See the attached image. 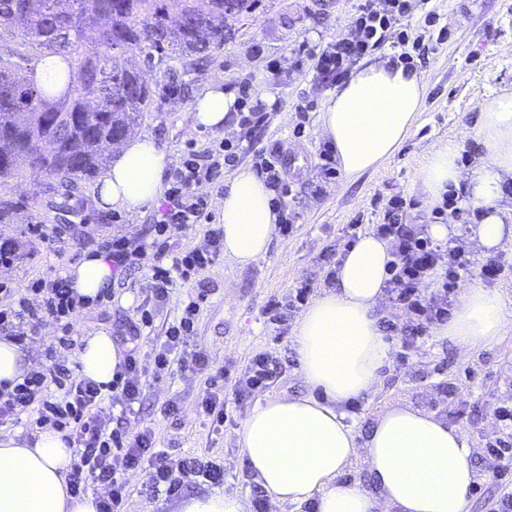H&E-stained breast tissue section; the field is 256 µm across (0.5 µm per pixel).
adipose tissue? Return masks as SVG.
<instances>
[{
    "instance_id": "obj_1",
    "label": "adipose tissue",
    "mask_w": 512,
    "mask_h": 512,
    "mask_svg": "<svg viewBox=\"0 0 512 512\" xmlns=\"http://www.w3.org/2000/svg\"><path fill=\"white\" fill-rule=\"evenodd\" d=\"M427 87L423 72L388 54L356 64L337 84L324 103L319 132L346 177L376 170L397 152L423 110ZM236 102L233 92L212 85L195 102V121L220 128ZM475 128L484 155L466 167L457 139L436 142L415 183L425 207L440 205L444 194L455 191L464 204L481 208L473 236L490 250L512 244V203L504 194L512 183V91L481 101ZM170 163L152 137L127 140L99 184V208L133 211L154 203ZM272 198L251 168L238 167L225 178L217 201L225 257L247 265L266 253L278 222ZM391 259L389 243L372 232L342 253L336 288L316 298L295 329L305 393L265 400L241 425L240 453L274 505L311 502L316 512H467L475 473L461 430L395 404L361 437L348 412L353 401L374 392L392 356L376 317ZM67 276L75 293L89 301L112 284V268L99 253L84 254ZM511 326L512 309L502 294L470 286L438 334L469 353ZM74 361L79 377L105 384L121 356L111 336L99 332L82 337ZM71 459V449L54 431L0 434V512H97L93 496L78 500L67 491ZM357 459L366 466L368 485L345 476ZM251 508L246 498L216 489L180 501L177 512Z\"/></svg>"
}]
</instances>
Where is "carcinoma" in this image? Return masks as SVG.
<instances>
[{"mask_svg": "<svg viewBox=\"0 0 512 512\" xmlns=\"http://www.w3.org/2000/svg\"><path fill=\"white\" fill-rule=\"evenodd\" d=\"M253 0H0V188L17 150L39 148L30 170L68 195L141 127L159 92L142 66L206 57L224 47V20ZM95 46L83 50L87 30ZM129 55L112 74V59ZM25 209L0 191V224Z\"/></svg>", "mask_w": 512, "mask_h": 512, "instance_id": "cac0c4a2", "label": "carcinoma"}]
</instances>
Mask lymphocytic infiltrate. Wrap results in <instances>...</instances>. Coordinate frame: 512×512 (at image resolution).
Wrapping results in <instances>:
<instances>
[{"label":"lymphocytic infiltrate","instance_id":"lymphocytic-infiltrate-1","mask_svg":"<svg viewBox=\"0 0 512 512\" xmlns=\"http://www.w3.org/2000/svg\"><path fill=\"white\" fill-rule=\"evenodd\" d=\"M409 11L408 0H366L348 33L321 49L318 72L340 81L354 62L383 47L388 37L404 41L397 28L407 20ZM266 117L262 105L249 106L239 114V133L191 144L181 165L167 176L163 207L148 233L97 243L96 249L110 262L117 284H124L140 270L148 272L146 303L116 330L122 359L108 388L80 379L72 366L71 355L77 345L73 326L86 301L74 293L66 277H40L23 289L0 282L1 335L22 345L44 323H53L60 331L43 358L33 361L22 382L0 384V424L18 423L26 417L36 427L62 432L73 450L67 475L69 492L76 497L97 492L98 512H122L131 493L129 475L136 471L145 473L152 493L168 497L179 495L189 482L202 479L217 484L224 477V468L216 461L175 456L157 447L152 429L134 433L128 425L140 414L148 381L178 371L204 378L207 393L198 404V414L213 428L224 426V370L214 366L204 351L191 346L209 292L200 275L224 250L222 228L209 225L210 197L203 188L216 183L225 169L237 163L247 149V132ZM260 175L274 193L278 230L288 235L296 214L288 206L291 189L284 155L277 151L265 155ZM407 206L406 198H394L383 223L375 227L392 249L387 297L407 315L405 323L385 319L381 325L398 337L406 351L427 336L432 326L447 321L451 297L473 264L470 253L459 246L434 241L427 225L402 223L399 214ZM199 224L207 227L202 242L186 250L174 249L172 239ZM430 281L437 284L432 293L425 290ZM189 283L195 285V295L180 316L166 325L163 335L144 340V330L152 328L155 315L169 303L174 287ZM288 362L285 356L255 354L234 384L236 399L269 388ZM106 400L119 407L117 416H103ZM494 416L504 433L486 443L482 469L503 480L512 475V406L497 407Z\"/></svg>","mask_w":512,"mask_h":512}]
</instances>
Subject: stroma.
Wrapping results in <instances>:
<instances>
[{"instance_id":"stroma-1","label":"stroma","mask_w":512,"mask_h":512,"mask_svg":"<svg viewBox=\"0 0 512 512\" xmlns=\"http://www.w3.org/2000/svg\"><path fill=\"white\" fill-rule=\"evenodd\" d=\"M364 0H255L250 10L228 18L223 49L203 60L195 72L172 60L144 70L149 84L170 86L156 99L140 132L153 137L172 161H180L189 143L212 136V129L194 119V101L214 83L232 91L248 88L251 102L271 94L268 122L250 138L255 150L244 152L240 165L257 168L256 149L280 151L292 158L289 198L297 214L291 234L274 235L267 253L246 267L221 258L205 273L210 293L201 306L195 342L214 365L223 367L227 418L216 431L202 422L197 404L206 386L203 379L175 373L152 381L134 428L151 427L158 447L177 449L185 456H211L224 465L225 493L257 501L254 480L240 454L238 432L243 420L265 399L300 394L305 386L297 365L285 367L267 390L236 401L234 383L249 360L259 352L295 356L293 334L277 335L267 324L264 310L273 300L284 301L303 277L320 273L324 259H339L347 246L351 225L360 231L382 223L389 199L404 195L415 199L407 212L408 224H429L433 214L420 206L415 177L431 144L456 138L462 145V164L477 156L479 139L475 118L483 99L502 89L512 90V0H412L408 33L420 41L425 56L419 69L429 82L425 106L400 149L377 170L357 179L338 176L322 184L317 168L324 141L319 133L320 114L334 87L313 62L297 65L299 46L317 48L343 37ZM45 175L20 168L7 188L32 199L28 221L44 225L49 236L63 234L68 245L57 250L50 241L23 238L25 256L14 265L0 266V282L26 287L39 277L66 273L91 240L147 229L156 205L134 211H101L93 200L96 181L79 183L68 200L45 192ZM458 244L476 261L464 280L483 284L479 264L496 259L504 268L492 281L512 307V247L488 252L471 232L455 226ZM143 274L116 288L112 302L87 306L75 324L82 337L98 331L114 333L118 320L132 316L146 299ZM512 398V330L490 344L462 354L449 341L429 333L411 352L407 362L391 358L382 370L376 391L356 403L357 433L395 403H406L436 414L461 429L472 448L499 435L494 409ZM180 407L178 422L162 418V403Z\"/></svg>"}]
</instances>
